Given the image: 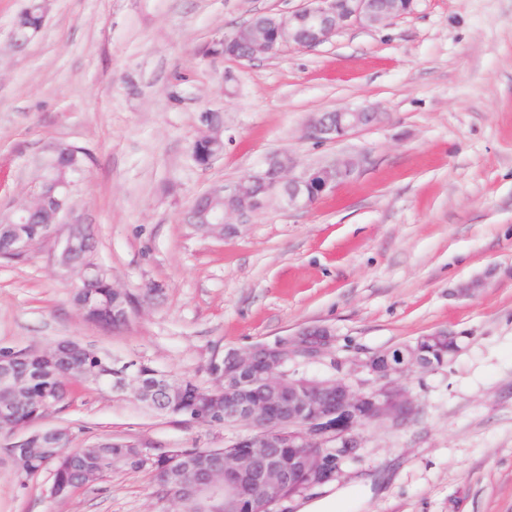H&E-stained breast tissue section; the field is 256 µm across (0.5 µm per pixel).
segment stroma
Returning <instances> with one entry per match:
<instances>
[{"label":"stroma","mask_w":512,"mask_h":512,"mask_svg":"<svg viewBox=\"0 0 512 512\" xmlns=\"http://www.w3.org/2000/svg\"><path fill=\"white\" fill-rule=\"evenodd\" d=\"M26 4L0 0V210L30 203L47 144L84 148L72 191L93 226L91 260L119 288L159 293L105 330L83 318L50 246L0 259V352L74 339L115 367L145 362L208 387L212 357L320 325L333 347L289 372L365 391L361 360L449 330L460 353L404 382L414 420L361 430L338 476L288 507L341 489L333 512H512V0H415L407 15L311 48L208 62L200 52L217 34L302 0H49L17 51ZM366 104L377 124L306 138L313 115ZM206 110L221 115L224 153L202 166L192 146ZM284 155L296 176L338 158L357 166L311 209L273 203L236 236L189 224L197 196ZM474 279L484 288L458 296ZM42 426L68 429L75 447L226 448L251 432L186 424L86 380ZM52 480L0 455V512L156 508L146 469L66 499L51 496Z\"/></svg>","instance_id":"stroma-1"}]
</instances>
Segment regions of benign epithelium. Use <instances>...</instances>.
Wrapping results in <instances>:
<instances>
[{
  "mask_svg": "<svg viewBox=\"0 0 512 512\" xmlns=\"http://www.w3.org/2000/svg\"><path fill=\"white\" fill-rule=\"evenodd\" d=\"M413 0H304V5L273 19L277 32L271 40L268 26L249 24L233 34H219L215 45L240 43L248 48L242 59L269 56L286 45L314 47L329 40L339 29L360 24L378 25L394 15L412 10ZM378 119L371 106L353 111L324 112L313 117L306 126L307 137L319 141H338L350 133L367 127ZM207 131L200 139L210 143L211 159L224 150L221 130L210 119V112L200 114ZM293 163L286 157H275L267 168L242 175L228 187L216 188L203 197L224 198V209L210 211L197 206L190 214L196 224L216 229L214 236L224 238L237 232L236 222L268 208L278 201L296 210L313 207L322 193L349 178L356 167L352 159H338L331 164L309 170L301 176L291 175ZM70 186L62 183L57 192L48 193L40 183L32 186V205L19 208L16 224L0 226V236L14 244V251L25 254L36 248L28 228L27 213L40 211L50 222L43 229L42 240L52 244L55 262L79 263L76 287L101 280V270L86 260L88 228L70 198ZM132 317V305L112 303V326L120 329ZM334 332L326 326H307L291 336L272 343H258L245 352L227 355L230 367L224 377L203 390L213 410L224 409L225 423H245L253 434L237 440L224 450L223 469L211 473L204 493L218 497L233 490L240 504L248 508L238 512H280L283 500L265 494L288 483L315 476L319 484L333 479L340 469L329 470L317 449L325 443L336 445L341 460L352 457L359 447V430L365 420L389 419L404 426L415 414L412 398L401 387L400 380L416 371L435 369L436 348L448 349V357L459 351L458 336L439 330L419 337L400 350L399 361L382 365V353L373 354L362 365L373 376L375 387L356 391L343 377L297 380L288 374V361L296 358L317 359L333 344ZM90 378L107 379L118 391H131L145 399L163 390L177 398L179 389L162 381L151 387L144 385L140 375L126 366L114 372L95 371ZM15 430L0 437V445L11 449L9 457L24 469L25 459L12 451L21 444Z\"/></svg>",
  "mask_w": 512,
  "mask_h": 512,
  "instance_id": "1",
  "label": "benign epithelium"
}]
</instances>
